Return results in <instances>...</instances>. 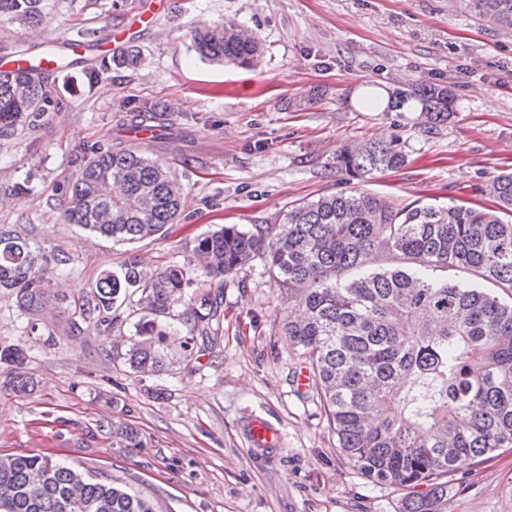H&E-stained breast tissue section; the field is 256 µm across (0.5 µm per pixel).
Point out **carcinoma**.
I'll list each match as a JSON object with an SVG mask.
<instances>
[{"label": "carcinoma", "instance_id": "obj_1", "mask_svg": "<svg viewBox=\"0 0 512 512\" xmlns=\"http://www.w3.org/2000/svg\"><path fill=\"white\" fill-rule=\"evenodd\" d=\"M492 26L512 31V0H461ZM46 0H0V24L37 27ZM202 59L247 65L259 51L257 34L221 22L192 37ZM112 61L86 71L89 86L103 80ZM415 102L420 124L435 129L454 113L450 88L421 85L389 94L388 110ZM53 106L43 77L0 70V141L38 127ZM134 129L148 119L164 130L165 111L148 102L124 105ZM406 163L399 140L354 142L336 149V170L359 182ZM493 208L394 205L353 186L301 202L281 224H226L196 240L186 264L152 274L141 261L104 270L73 304L72 332L93 322L112 332L118 310L138 296L142 316L134 334L112 343L106 355L142 377L162 374L165 350L184 358L214 343L211 323L222 297L212 280L235 273L254 258L288 286L299 313L284 324L290 348L308 365L338 448L349 465L376 483L426 487L405 512H431L430 498L445 492L443 478L477 459L512 448V303L477 282L512 291V173L489 179ZM183 185L158 160L108 142L88 148L64 210L70 224L116 242L150 237L180 218ZM47 257L28 238L0 225V291L35 316L47 299ZM448 267L471 274L469 284L435 280ZM193 289L186 332L167 318ZM26 348L0 340V365L17 395L36 389L24 371ZM101 430L121 448H145L138 429L106 420ZM0 512H154L143 497L108 475H91L40 454L0 456Z\"/></svg>", "mask_w": 512, "mask_h": 512}]
</instances>
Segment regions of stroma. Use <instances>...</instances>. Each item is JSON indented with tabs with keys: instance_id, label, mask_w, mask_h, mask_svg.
Instances as JSON below:
<instances>
[{
	"instance_id": "35a3bbf8",
	"label": "stroma",
	"mask_w": 512,
	"mask_h": 512,
	"mask_svg": "<svg viewBox=\"0 0 512 512\" xmlns=\"http://www.w3.org/2000/svg\"><path fill=\"white\" fill-rule=\"evenodd\" d=\"M138 2L49 0L40 26L0 24V54L66 40L81 26L104 44ZM226 20L257 33L253 66L212 63L192 50L194 30ZM135 40L140 64L113 66L96 87L86 59L48 76L58 107L0 146V225L69 258L66 271L47 268L37 322L0 294V340L28 348L25 370L38 384L27 396L0 390V455H47L111 474L155 512H404L412 490L353 469L315 387L298 389L305 365L282 329L288 292L262 259L214 280L224 313L212 349L196 353L190 372L172 349L165 372L137 376L106 357L109 343L94 324L71 333L70 302L129 257L153 269L182 264L217 225L279 224L294 204L345 190L333 156L350 142L396 138L408 157L361 190L403 206L488 205V179L512 172V33L460 0H169ZM433 83L452 90L455 113L432 132L411 108L363 105L370 92ZM134 99L167 105L173 133L128 135L125 146L164 161L186 199L177 223L115 243L66 223L63 209L84 147L119 137L116 120ZM39 333L54 334V345L36 343ZM258 417L281 431L279 446H252ZM107 419L137 428L146 447L113 444L99 429ZM432 512H512V448L449 476Z\"/></svg>"
}]
</instances>
